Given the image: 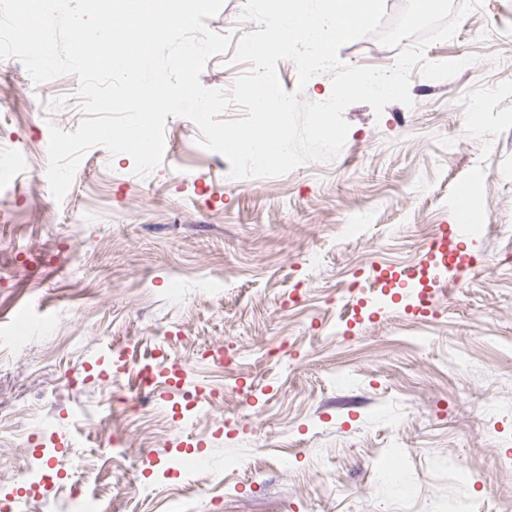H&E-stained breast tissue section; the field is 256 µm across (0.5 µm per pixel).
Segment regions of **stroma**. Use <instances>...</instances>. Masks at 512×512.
<instances>
[{
    "mask_svg": "<svg viewBox=\"0 0 512 512\" xmlns=\"http://www.w3.org/2000/svg\"><path fill=\"white\" fill-rule=\"evenodd\" d=\"M398 54L373 36L339 50L380 69ZM426 55L474 62L412 80V106H348L334 160L233 179L198 127L170 116L147 176L96 147L59 201L25 189L47 170L51 127L84 118L72 80L38 97L15 85L0 147L23 146L30 167L0 202L1 496L37 465L24 440L43 421L70 444L47 495L66 497L77 475L107 512H225L223 489L174 467L190 438L206 441L212 471L236 460L234 512H512V0H484ZM468 195L482 203L469 237L479 265L437 289V316L390 302L346 328L349 282L416 263ZM126 346L182 361L179 403L202 389L223 403L177 423L156 394L123 416L97 372L130 389ZM201 347L234 355V374ZM104 422L147 438L154 495H123L147 462L115 464Z\"/></svg>",
    "mask_w": 512,
    "mask_h": 512,
    "instance_id": "1",
    "label": "stroma"
}]
</instances>
